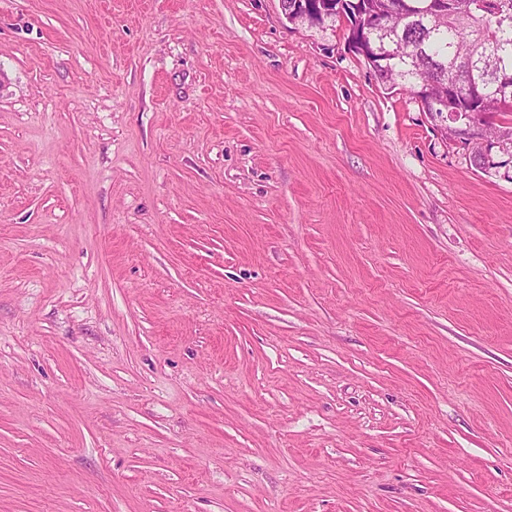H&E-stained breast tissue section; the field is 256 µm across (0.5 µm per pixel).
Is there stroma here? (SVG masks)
Returning <instances> with one entry per match:
<instances>
[{
	"instance_id": "obj_1",
	"label": "stroma",
	"mask_w": 512,
	"mask_h": 512,
	"mask_svg": "<svg viewBox=\"0 0 512 512\" xmlns=\"http://www.w3.org/2000/svg\"><path fill=\"white\" fill-rule=\"evenodd\" d=\"M280 0H0V512H512V167Z\"/></svg>"
}]
</instances>
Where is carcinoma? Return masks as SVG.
Masks as SVG:
<instances>
[{"mask_svg": "<svg viewBox=\"0 0 512 512\" xmlns=\"http://www.w3.org/2000/svg\"><path fill=\"white\" fill-rule=\"evenodd\" d=\"M361 21L398 5L400 0H361ZM448 13L437 18L430 12V0H411L413 9L405 12L403 25L388 41H400L410 54L390 55L374 30L368 31L372 43V66L386 89L398 85L412 88L419 81L418 54L428 66L432 79L458 85L457 105L475 114L483 113L477 103L465 99L468 86L476 81L489 97L488 107L505 116L512 114V97L497 98L496 79L505 70L512 72V0H447Z\"/></svg>", "mask_w": 512, "mask_h": 512, "instance_id": "1", "label": "carcinoma"}]
</instances>
